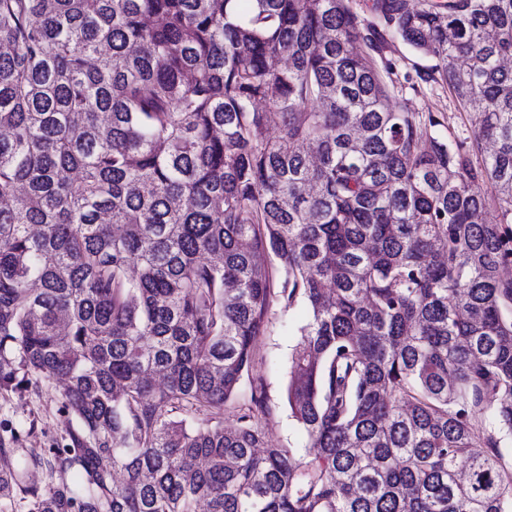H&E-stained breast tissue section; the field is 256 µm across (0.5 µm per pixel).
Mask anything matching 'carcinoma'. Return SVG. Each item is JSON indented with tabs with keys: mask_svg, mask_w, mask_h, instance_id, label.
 <instances>
[{
	"mask_svg": "<svg viewBox=\"0 0 512 512\" xmlns=\"http://www.w3.org/2000/svg\"><path fill=\"white\" fill-rule=\"evenodd\" d=\"M370 10L0 0V391L71 419L0 439V512H512V0ZM394 37L472 141L393 105ZM298 300L299 457L250 375ZM59 406L58 389L44 380L23 393H0V437L9 440L15 432L18 440L11 448L28 458L43 455L46 448L62 447L70 418Z\"/></svg>",
	"mask_w": 512,
	"mask_h": 512,
	"instance_id": "obj_1",
	"label": "carcinoma"
}]
</instances>
